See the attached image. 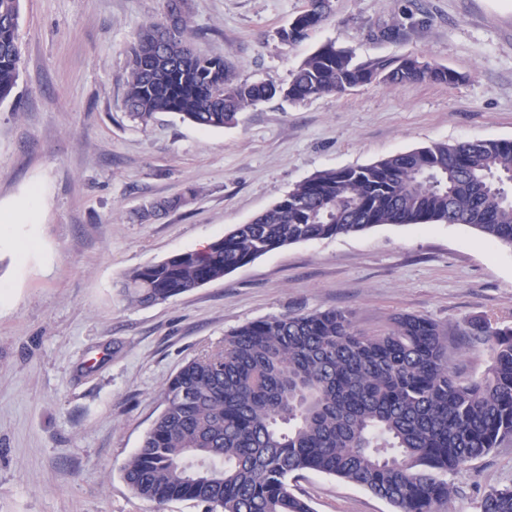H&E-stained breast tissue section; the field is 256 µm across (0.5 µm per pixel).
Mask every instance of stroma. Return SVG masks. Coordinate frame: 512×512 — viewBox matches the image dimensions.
Here are the masks:
<instances>
[{"label": "stroma", "instance_id": "stroma-1", "mask_svg": "<svg viewBox=\"0 0 512 512\" xmlns=\"http://www.w3.org/2000/svg\"><path fill=\"white\" fill-rule=\"evenodd\" d=\"M307 0H187L200 53L238 81L288 83L327 43L355 62L413 57L456 83L379 80L341 95L257 103L235 125L202 129L123 106L130 48L163 21L165 0H20V66L0 103V206L31 187L40 217L0 240V512H202L134 495L122 475L163 408L165 381L246 323L343 310L366 335L394 317L436 321L465 343L478 319L512 324V249L460 224H383L297 243L168 302L129 304L123 275L199 249L317 172L366 165L433 142L512 140V0H333L302 42L277 32ZM397 26L394 37L380 31ZM187 195L143 222L149 203ZM437 512H479L512 485V440L450 474ZM314 512H393L370 492L307 472L293 483Z\"/></svg>", "mask_w": 512, "mask_h": 512}]
</instances>
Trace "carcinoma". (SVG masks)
<instances>
[{
  "label": "carcinoma",
  "mask_w": 512,
  "mask_h": 512,
  "mask_svg": "<svg viewBox=\"0 0 512 512\" xmlns=\"http://www.w3.org/2000/svg\"><path fill=\"white\" fill-rule=\"evenodd\" d=\"M19 2L0 0V102L18 77ZM331 12V0H308L280 30L281 41L303 40ZM193 34L185 17L171 33L165 22L138 32L125 79L132 118L145 123L170 112L222 128L277 95L302 101L339 94L379 73L328 43L285 86L238 82L223 59L193 51ZM423 81L453 84L458 75L406 58L384 79ZM177 206V199L152 203L140 218ZM381 224H465L512 248V141L433 142L321 171L220 242L127 272L121 288L132 303H163L272 251ZM467 334L489 352L479 377L456 374L442 329L420 315L401 314L373 336L339 310L246 323L165 383L164 407L124 462L123 478L157 504L313 512L291 481L317 472L369 491L394 512H434L456 494L449 474L512 439V327L478 320ZM479 510L512 512V486L489 489Z\"/></svg>",
  "instance_id": "obj_1"
}]
</instances>
